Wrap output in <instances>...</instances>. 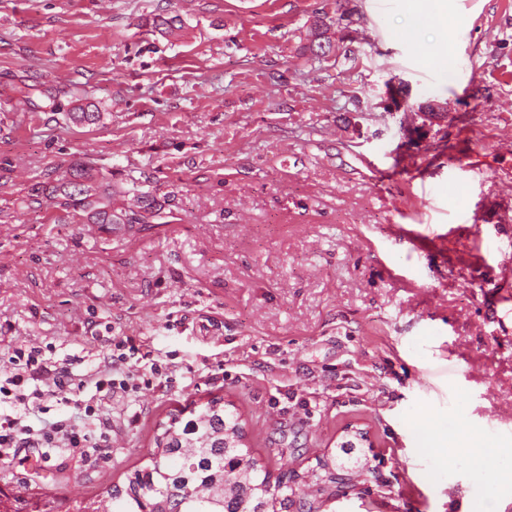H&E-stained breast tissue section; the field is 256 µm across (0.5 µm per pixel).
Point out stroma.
I'll return each mask as SVG.
<instances>
[{
	"label": "stroma",
	"instance_id": "stroma-1",
	"mask_svg": "<svg viewBox=\"0 0 512 512\" xmlns=\"http://www.w3.org/2000/svg\"><path fill=\"white\" fill-rule=\"evenodd\" d=\"M455 6L449 32L410 0H0V360L84 374L97 334L188 363L114 393L109 457L19 448L0 489L93 498L218 395L314 512H512V0ZM319 18L342 52L311 63ZM80 161L159 217L47 202Z\"/></svg>",
	"mask_w": 512,
	"mask_h": 512
}]
</instances>
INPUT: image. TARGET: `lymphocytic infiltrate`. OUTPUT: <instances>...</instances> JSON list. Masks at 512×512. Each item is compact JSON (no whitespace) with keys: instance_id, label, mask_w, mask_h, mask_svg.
Listing matches in <instances>:
<instances>
[{"instance_id":"obj_1","label":"lymphocytic infiltrate","mask_w":512,"mask_h":512,"mask_svg":"<svg viewBox=\"0 0 512 512\" xmlns=\"http://www.w3.org/2000/svg\"><path fill=\"white\" fill-rule=\"evenodd\" d=\"M111 353L105 354L95 371L74 374L67 361L46 357L43 347H12L4 364L6 378L0 383V457L12 448H89L102 453L112 445V420L103 415L100 404L111 399L115 390L139 392L152 386L164 372L153 366L152 375L143 379L128 364L130 336L110 338ZM95 389V403L80 400L87 387ZM74 405L77 417L49 419L52 404Z\"/></svg>"}]
</instances>
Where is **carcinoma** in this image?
<instances>
[{
	"label": "carcinoma",
	"mask_w": 512,
	"mask_h": 512,
	"mask_svg": "<svg viewBox=\"0 0 512 512\" xmlns=\"http://www.w3.org/2000/svg\"><path fill=\"white\" fill-rule=\"evenodd\" d=\"M332 47L323 25L315 24L307 50L319 60ZM46 201L84 213L95 224H147L159 215L149 193L137 194L141 209L116 212L106 177L87 164L49 176L41 185ZM150 464L134 470L123 487L114 485L96 504L73 512H288V480H271L244 443L239 416L224 398L197 404L184 418H171L155 437ZM6 512H52L50 502H31L0 489Z\"/></svg>",
	"instance_id": "obj_1"
}]
</instances>
